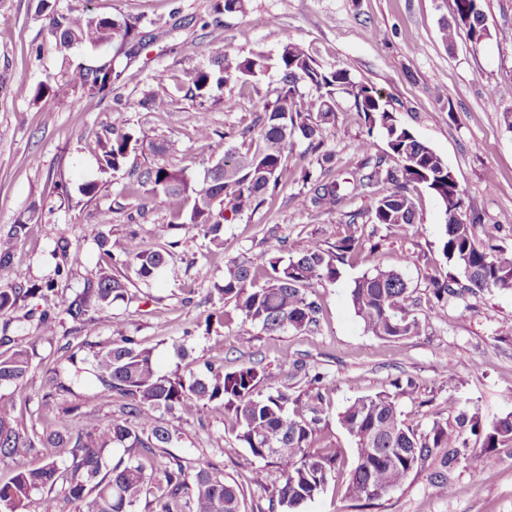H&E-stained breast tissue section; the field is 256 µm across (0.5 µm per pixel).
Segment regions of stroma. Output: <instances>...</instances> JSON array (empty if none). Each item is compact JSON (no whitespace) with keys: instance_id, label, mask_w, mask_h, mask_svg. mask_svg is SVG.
Returning <instances> with one entry per match:
<instances>
[{"instance_id":"stroma-1","label":"stroma","mask_w":512,"mask_h":512,"mask_svg":"<svg viewBox=\"0 0 512 512\" xmlns=\"http://www.w3.org/2000/svg\"><path fill=\"white\" fill-rule=\"evenodd\" d=\"M213 5L214 0H57L64 12L140 19L142 38L74 51L73 62L89 66L115 60L122 75L111 94L91 96L78 88L48 103L37 98V88L64 64L47 22L37 13L36 0H0V129L6 132L0 138V235L28 220L13 255L26 288L55 280L60 243L69 242L82 255L68 278L56 280L55 292L28 296L0 312V336L34 349L25 383L2 388L0 395L15 400L26 429L53 430L42 404L46 374L60 364L58 337L74 335L75 325L62 318L55 339L39 341L28 314L62 307L97 273L103 261L89 227L108 209L113 237L136 235L145 247L168 248L170 258L153 281L131 278L128 301L98 313L99 329L88 339L93 349L119 333L136 337L152 349L165 376L198 374L214 360L223 361L228 372L257 362L264 393L313 391L315 373L329 380L315 446L337 452L336 471L302 512H512V453L506 451L489 455L477 471L463 464L443 470L436 454L403 486L378 499L355 501L346 494L355 454L340 415L356 397L399 382L406 387L400 408L408 423L422 429L474 406L486 423L512 413V289L470 294L432 315L431 281L443 277L448 265L442 253L445 212L429 192L415 194L419 222L409 233L364 226L378 249L364 247L341 265L336 281L315 284L312 294L321 306L317 326L271 333L249 322L224 327L207 322L219 307L215 288L223 283L227 264L265 253L269 228L295 243L317 239L331 245L347 234L349 213L371 209L372 198L359 195L333 212L306 210L296 201L305 173L319 174L323 154H331L341 172L362 162L357 151L362 138L373 142L371 157L387 151L380 133H368L348 94L336 96L321 149L308 150L306 140L295 139L288 172L273 197L253 213L225 211L219 249L200 229L171 228L164 195L151 196L146 215L136 217L139 199L127 190V170H102L97 144L111 129H123L139 140L129 168L183 167L190 177L202 178L215 158L197 136L199 123L221 133L254 125L279 75L270 68L256 85L215 88L202 101L188 91L191 72L208 65L217 45L233 57L260 47L274 58L291 40L322 68L347 70L353 81L379 90L398 122L448 164L468 211L503 225L499 246L512 258V129L503 119L512 111V0H481L490 37L476 45L462 28L449 46L440 39L439 21L452 18L454 0H247L245 12L223 15ZM259 16L272 18V25H255ZM154 95L167 99L166 111L144 108V100ZM229 95L237 100L235 108L224 105ZM161 143L173 144V151L155 152ZM90 181L98 189L87 197L81 187ZM396 264L410 285L413 314L423 330L390 342L365 330L349 291L363 273ZM448 350L454 360L445 359ZM286 357L302 361L305 373L290 375L282 363ZM178 424L180 437L171 454L223 459L225 476L243 490L246 512H268V488L278 479L280 464L239 447L231 415L202 409Z\"/></svg>"}]
</instances>
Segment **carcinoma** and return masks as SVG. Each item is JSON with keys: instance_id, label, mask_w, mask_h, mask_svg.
I'll return each mask as SVG.
<instances>
[{"instance_id": "cac0c4a2", "label": "carcinoma", "mask_w": 512, "mask_h": 512, "mask_svg": "<svg viewBox=\"0 0 512 512\" xmlns=\"http://www.w3.org/2000/svg\"><path fill=\"white\" fill-rule=\"evenodd\" d=\"M37 2L38 12L48 13L49 34L65 61L67 52L76 46L97 48L135 35L136 25L125 20L87 11L63 13L54 9L52 0ZM479 2L454 0L472 15L466 29L476 44L483 40L477 22L485 18ZM278 62L279 88L258 116L255 149L243 152L230 143L232 134H218L202 123L198 136L210 141L218 153L217 162L202 182H191L183 169L149 168L130 183L131 194L137 195L145 187L163 194L179 225L203 230L210 243L220 247L224 244L223 204L243 213L258 209L266 196L273 195L287 171L293 140L303 138L314 149L320 146L322 125L334 116L333 94L342 90L353 98L369 129L383 135L388 151L373 163L367 158L340 174L329 167L316 177L306 175V191L298 197V205L330 212L352 195L371 193L374 187L389 184L390 191L375 203L371 223L405 232L418 223L412 191L423 189L444 205L446 215L443 254L449 271L445 280L435 282L437 306L433 314H439L444 300L512 288V258L496 254L494 245L500 225L483 224L479 215L468 213L448 165L398 123L380 92L355 83L344 69H322L292 41L283 44ZM268 67L269 56L261 49L237 58L217 48L211 51V67L191 73L189 92L203 101L213 86L257 80ZM119 76L112 62L67 68L40 85L37 96L51 102L74 87L104 96L112 91ZM301 83L313 93H299ZM137 145L131 133L112 130L100 142L101 168L114 172L123 169ZM109 223L110 212L104 211L91 226L106 266L64 309L77 330L89 336L98 329V321L88 316L89 308L104 312L113 303L129 299L126 283L114 271L131 269L138 279L148 282L168 264V251L146 248L134 235L114 239L102 231ZM25 233L26 225L19 223L13 225L7 238H0V279L19 278L12 265V248ZM362 246V238L354 231L329 247L318 240L302 245L279 240L271 246L268 258L258 264L228 265L223 285L216 289L223 306L215 313V321L223 326L240 318L268 332L307 328L317 322L320 312L309 296L314 283L336 280L339 265ZM39 292L41 289L33 287L0 291V311L14 307L24 294ZM350 300L356 316L374 336L400 341L419 333L420 323L410 312L408 282L395 266L377 267L354 280ZM31 360L28 348L17 345L10 336H0V386L23 381ZM84 361L90 364L92 376V391L84 400L103 394L115 398L121 402L123 418L104 425L89 421L75 435L63 421L49 432L30 433L21 427L16 404L0 397V459L33 455L42 448H64L68 457V462L60 465L50 454L44 465L19 470L9 481L0 483V512H27L35 492L42 493L39 512H61L62 503L85 499L87 512H136L142 501L152 512H242L243 491L224 476L220 463L167 452L179 429L162 416L200 408L218 414L233 411L240 445L256 457L279 460L282 474L272 488L270 512H301L324 491L336 469L335 456L313 450L323 415L320 389L295 397L286 391L264 395L259 390L263 374L255 365L232 372L211 366L207 374L187 378L161 376L152 350L141 347L133 336L112 337L110 345L92 352ZM46 384V407L60 393L71 392L58 371ZM399 396L400 385L393 382L389 389L355 398L341 413L340 422L355 444L356 465L346 487V494L354 500H373L402 486L438 448L448 449L443 459L448 468L461 462L480 468L484 454L468 451L470 433L483 436L487 452L512 448V414L485 425L474 407L458 413L453 424L435 420L423 432L407 422Z\"/></svg>"}]
</instances>
